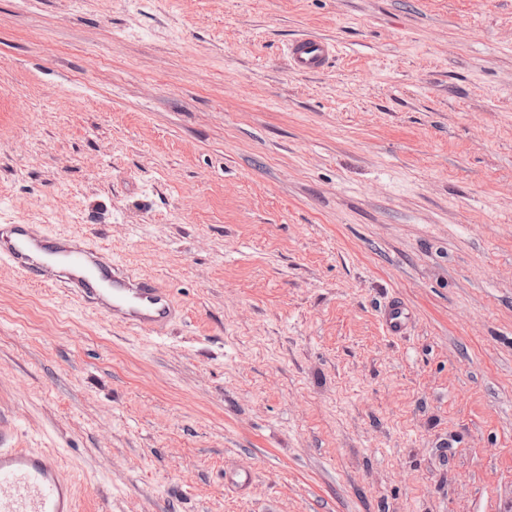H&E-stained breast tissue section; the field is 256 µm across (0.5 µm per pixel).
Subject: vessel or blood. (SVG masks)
<instances>
[{"instance_id": "1", "label": "vessel or blood", "mask_w": 512, "mask_h": 512, "mask_svg": "<svg viewBox=\"0 0 512 512\" xmlns=\"http://www.w3.org/2000/svg\"><path fill=\"white\" fill-rule=\"evenodd\" d=\"M334 45L303 35L291 40L288 57L294 71L323 70ZM0 260L27 283L62 286L125 327L162 333L177 313L169 292L132 274L99 247L30 224L0 225ZM0 432V512H76L70 484L56 455L29 448H9Z\"/></svg>"}]
</instances>
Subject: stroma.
<instances>
[{"mask_svg":"<svg viewBox=\"0 0 512 512\" xmlns=\"http://www.w3.org/2000/svg\"><path fill=\"white\" fill-rule=\"evenodd\" d=\"M1 224L180 311L0 264V425L77 512H512V0H0ZM334 50L335 47L331 42L309 35L297 37L287 46L292 68L299 74L322 71ZM0 260L24 282L62 286L147 335L161 334L178 310L165 288L132 274L99 247L31 224L0 225Z\"/></svg>","mask_w":512,"mask_h":512,"instance_id":"1","label":"stroma"}]
</instances>
